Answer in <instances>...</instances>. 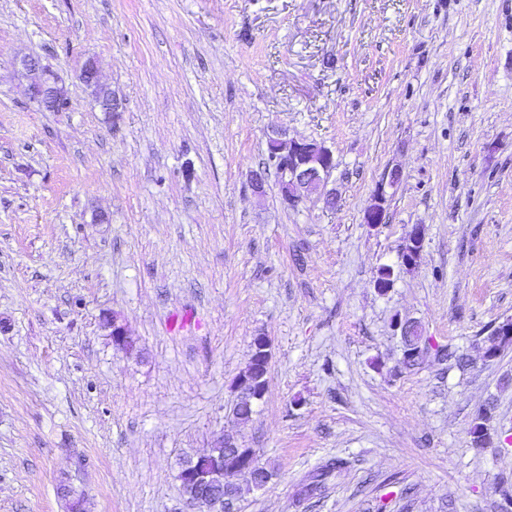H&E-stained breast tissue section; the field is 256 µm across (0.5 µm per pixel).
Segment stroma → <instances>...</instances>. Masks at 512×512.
I'll return each instance as SVG.
<instances>
[{
    "mask_svg": "<svg viewBox=\"0 0 512 512\" xmlns=\"http://www.w3.org/2000/svg\"><path fill=\"white\" fill-rule=\"evenodd\" d=\"M28 55L65 110L25 98ZM90 57L118 111L80 81ZM274 127L332 151L335 208L284 203ZM405 319L433 347L412 370ZM507 319L512 0H0V512H68L64 476L87 512H184L180 462L223 435L273 472L237 477L235 512H498L512 351L484 361L478 338ZM260 334L268 387L242 423ZM401 172L399 169H392L384 183H381L374 194L371 203L365 210V224L373 226L383 224L386 218L387 190L394 188L400 181ZM494 405L488 404L478 412L477 422L471 427V435L475 448H485V445L490 443V422L493 419Z\"/></svg>",
    "mask_w": 512,
    "mask_h": 512,
    "instance_id": "obj_1",
    "label": "stroma"
}]
</instances>
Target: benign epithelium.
I'll use <instances>...</instances> for the list:
<instances>
[{
  "instance_id": "benign-epithelium-1",
  "label": "benign epithelium",
  "mask_w": 512,
  "mask_h": 512,
  "mask_svg": "<svg viewBox=\"0 0 512 512\" xmlns=\"http://www.w3.org/2000/svg\"><path fill=\"white\" fill-rule=\"evenodd\" d=\"M22 69L28 80L29 98L40 108L53 111L62 104H68L67 93L60 85V77L39 59L26 57L21 60ZM82 79L90 89L94 101L105 112L118 110V102L110 87L101 82L95 60L89 59L82 69ZM270 163L277 167V173L283 187L284 201L296 206L304 197L319 194L329 206L336 205V197L326 190L328 180L334 169L332 152L325 146L310 140L288 137L282 129H272L266 134ZM401 172L393 169L384 183L374 194L365 210V223L376 226L385 223L387 189L394 188L400 181ZM425 230L420 224L412 226L408 234V243L401 252V261L405 265L414 262L415 247L422 245ZM112 344L121 351L129 349L133 340L125 325L112 319ZM252 356L262 362L271 357V341L267 336H256L252 342ZM226 455L215 457L204 453L195 459L184 462L179 473L180 489L190 507V512H228L232 503L224 497V487L215 484V478L224 476V470H237V462L243 456L242 445L237 440L223 443Z\"/></svg>"
}]
</instances>
